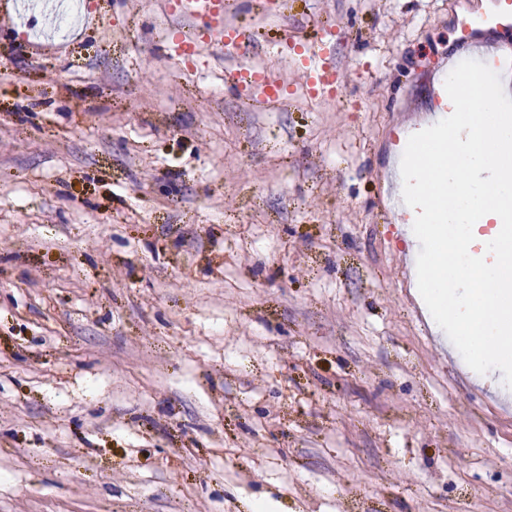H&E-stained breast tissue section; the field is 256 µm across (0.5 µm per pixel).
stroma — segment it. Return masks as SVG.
<instances>
[{"label": "stroma", "instance_id": "35a3bbf8", "mask_svg": "<svg viewBox=\"0 0 512 512\" xmlns=\"http://www.w3.org/2000/svg\"><path fill=\"white\" fill-rule=\"evenodd\" d=\"M486 0H0V512H512V406L444 354L392 235L394 140ZM335 27L311 95L284 31ZM170 9L198 22L204 33L202 39H191L178 34L166 42L168 54L180 57L199 56L205 45L217 43L226 53H233L241 61L231 72L229 80L238 88L260 89V98L277 101L285 96L281 83L272 76L254 70L245 60L251 46L249 33L234 26L224 25V0H175L168 1Z\"/></svg>", "mask_w": 512, "mask_h": 512}]
</instances>
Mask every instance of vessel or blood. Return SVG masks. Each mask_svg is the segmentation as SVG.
Listing matches in <instances>:
<instances>
[{"label": "vessel or blood", "instance_id": "vessel-or-blood-1", "mask_svg": "<svg viewBox=\"0 0 512 512\" xmlns=\"http://www.w3.org/2000/svg\"><path fill=\"white\" fill-rule=\"evenodd\" d=\"M225 0H172L173 12L191 17L198 23L203 36L191 39L176 35L166 43L168 53L180 57H197L204 46L215 43L225 52L235 54L239 62L231 72L230 79L236 87L258 90L260 98L279 100L285 91L281 83L272 76L254 70L245 56L250 49L252 37L249 33L224 23ZM512 27V0H496V9L489 14L473 17L461 27L456 39L463 49V59H473L486 64L498 74L512 75V53H491L483 50L478 42L481 32L501 31ZM333 29H325L322 37L302 41L303 56L308 63L305 67L306 82L312 95L335 94L338 89L335 64L324 62L312 64V57L318 56L325 38L333 36Z\"/></svg>", "mask_w": 512, "mask_h": 512}]
</instances>
